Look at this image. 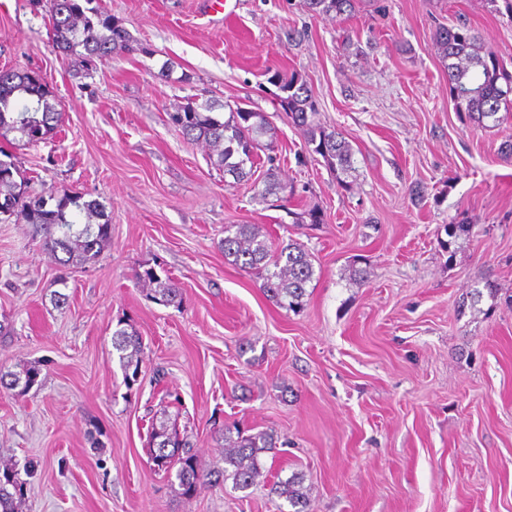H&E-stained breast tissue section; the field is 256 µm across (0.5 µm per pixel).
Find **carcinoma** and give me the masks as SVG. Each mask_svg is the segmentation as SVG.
Returning <instances> with one entry per match:
<instances>
[{
    "label": "carcinoma",
    "mask_w": 512,
    "mask_h": 512,
    "mask_svg": "<svg viewBox=\"0 0 512 512\" xmlns=\"http://www.w3.org/2000/svg\"><path fill=\"white\" fill-rule=\"evenodd\" d=\"M94 0H51L50 37L55 47L67 56L91 62L106 61L130 46L125 28L92 6ZM315 13L352 9L353 0H306ZM436 45L448 75V92L456 111L484 127L499 121L498 113L512 107V72L508 71L490 46L468 26H442ZM272 82L283 96L280 105L291 122L305 135L312 152L336 172V180L350 188L347 178L354 172L349 142L342 133L327 130L315 121L316 102L307 81L296 74H276ZM215 105L195 98L169 113L170 123L189 141H204L209 147L210 164L237 181L252 176L254 161L262 151L269 152L265 191L281 188L274 172L276 131L259 112L241 107L228 108V118L213 116ZM62 121L54 96L40 79L29 72L0 71V137L18 134L21 145H33L54 137ZM30 225L32 235L61 268L94 264L111 239L112 224L105 206L97 200L63 188L49 198L27 196V183L17 156L0 148V222L11 218ZM224 259L254 273L261 280L263 293L277 305L298 312L306 305V288L315 270L304 245L291 241L275 245L255 224H230L224 227ZM136 279L150 288L153 300L165 304L181 298L178 283L161 277L150 266L136 272ZM112 348L117 352L128 385L136 382L141 366L142 345L135 329L118 328L112 333ZM40 369L26 365L18 373H0V388L12 390L22 384L28 388L38 381ZM276 448L271 430L247 434L239 427H224V467L206 469L194 445L181 434L176 422L163 418L149 435V454L158 470L175 474L180 495L196 497L211 486L232 484L244 492L264 476L262 456ZM305 476L295 472L273 482L270 493L286 501L293 512H309L310 500L304 487ZM24 484L13 465L0 462V512H22Z\"/></svg>",
    "instance_id": "carcinoma-1"
}]
</instances>
